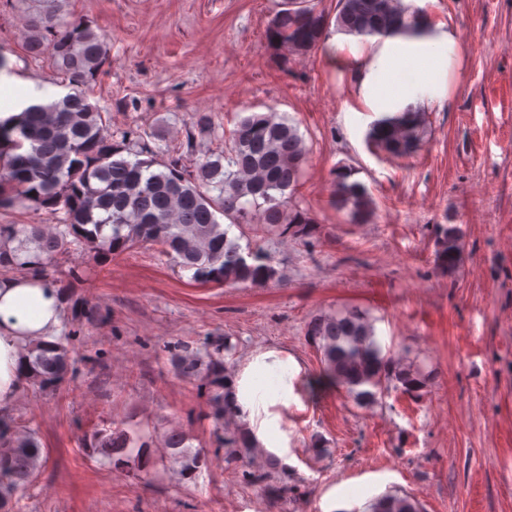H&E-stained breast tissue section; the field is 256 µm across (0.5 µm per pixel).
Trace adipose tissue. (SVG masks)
Segmentation results:
<instances>
[{
    "mask_svg": "<svg viewBox=\"0 0 512 512\" xmlns=\"http://www.w3.org/2000/svg\"><path fill=\"white\" fill-rule=\"evenodd\" d=\"M351 63L356 93L373 112L443 103L460 60L455 30L428 25L418 34L361 37ZM64 299L54 288L25 280L0 281V411L9 409L22 386L23 348L34 339L52 341L58 334ZM302 362L286 350L263 348L241 363L233 377L229 401L249 442L287 459L281 412L295 398L293 381Z\"/></svg>",
    "mask_w": 512,
    "mask_h": 512,
    "instance_id": "obj_1",
    "label": "adipose tissue"
}]
</instances>
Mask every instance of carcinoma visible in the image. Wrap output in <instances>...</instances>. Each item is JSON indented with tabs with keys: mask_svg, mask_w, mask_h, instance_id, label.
<instances>
[{
	"mask_svg": "<svg viewBox=\"0 0 512 512\" xmlns=\"http://www.w3.org/2000/svg\"><path fill=\"white\" fill-rule=\"evenodd\" d=\"M319 0H281L266 31L268 45L283 64L316 49L328 34V20ZM336 30L355 36H385L415 32L419 13L403 0H339ZM27 47L50 55L55 70L66 78L68 92L47 104H32L16 118L0 121V209L28 205L45 209L52 224H0V271L19 272L68 295L63 278L81 279L72 269L61 278L51 273L58 257L75 250L93 258L124 253L139 246H156L200 285L264 288L284 285V269L260 246L243 245L232 228L255 226L267 238L304 237L315 219L293 203L303 176L308 149L288 115L249 112L240 117L205 160L188 170L167 150L151 145L152 134L127 133L113 140L109 118L89 102L88 87L108 63L103 35L83 21L62 22L47 8L25 22ZM186 127V144L195 133L207 134L211 116L196 112ZM427 134L425 112L408 108L377 119L368 143L394 158H409L421 150ZM354 170L341 165L333 172L331 203L350 224H370L376 204L367 186L353 179ZM437 267L453 272L463 249L457 224L438 226ZM93 307L81 297L72 319L91 321ZM306 336L321 354L322 371L314 385L333 384L361 408L375 405L389 389L413 392L422 387L419 375L398 365L378 343L375 329L357 310L319 313L307 324ZM235 345L228 337H212L193 346L179 343L172 352L174 372L197 383L205 395L218 448L229 468H245L248 482H262L278 465L267 455L259 469L250 470L260 447L245 440L226 403L232 376L226 357ZM71 336L35 342L21 364L33 392L57 390L74 372ZM189 436L171 429L159 445L181 472L192 470L201 451L186 445ZM90 447L112 465L138 476L130 449L149 448L151 441L112 422L94 433ZM42 466L36 431L28 422L0 419V512ZM367 512H422L407 495L388 492L373 498Z\"/></svg>",
	"mask_w": 512,
	"mask_h": 512,
	"instance_id": "cac0c4a2",
	"label": "carcinoma"
}]
</instances>
